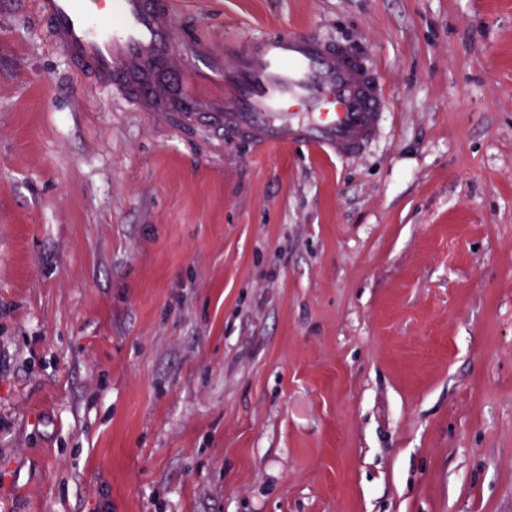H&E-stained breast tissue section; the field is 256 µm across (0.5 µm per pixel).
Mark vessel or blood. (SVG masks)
<instances>
[{
    "instance_id": "b4317fda",
    "label": "vessel or blood",
    "mask_w": 512,
    "mask_h": 512,
    "mask_svg": "<svg viewBox=\"0 0 512 512\" xmlns=\"http://www.w3.org/2000/svg\"><path fill=\"white\" fill-rule=\"evenodd\" d=\"M54 42L99 83L144 112L181 110L194 120L202 103L172 93L162 75L174 67L179 35L152 0H37ZM224 102L214 123L248 132L261 148L294 141L337 156L359 150L379 125L384 100L353 56L303 35L276 32L226 49Z\"/></svg>"
}]
</instances>
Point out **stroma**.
<instances>
[{
	"label": "stroma",
	"instance_id": "stroma-1",
	"mask_svg": "<svg viewBox=\"0 0 512 512\" xmlns=\"http://www.w3.org/2000/svg\"><path fill=\"white\" fill-rule=\"evenodd\" d=\"M180 72L356 54L375 138L132 107L0 0V512H512V0H171Z\"/></svg>",
	"mask_w": 512,
	"mask_h": 512
}]
</instances>
